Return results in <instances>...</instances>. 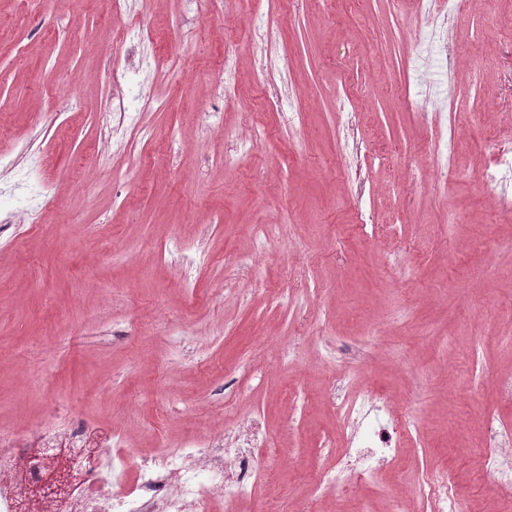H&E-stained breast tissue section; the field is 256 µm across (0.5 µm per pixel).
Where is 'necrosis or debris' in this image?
<instances>
[{
  "label": "necrosis or debris",
  "mask_w": 512,
  "mask_h": 512,
  "mask_svg": "<svg viewBox=\"0 0 512 512\" xmlns=\"http://www.w3.org/2000/svg\"><path fill=\"white\" fill-rule=\"evenodd\" d=\"M332 403L344 423L363 433L350 437L322 486L341 494L369 485L386 495L381 472L393 467L415 422L376 390L351 397L340 386ZM483 424L493 455L486 480L510 496L512 427L491 412ZM110 440L104 426L82 418L63 425L45 420L21 434L0 427V512H214L219 504L224 512H242L265 484L255 460L267 434L255 419L142 455L133 467L109 450Z\"/></svg>",
  "instance_id": "1"
}]
</instances>
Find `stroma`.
<instances>
[{
	"instance_id": "obj_1",
	"label": "stroma",
	"mask_w": 512,
	"mask_h": 512,
	"mask_svg": "<svg viewBox=\"0 0 512 512\" xmlns=\"http://www.w3.org/2000/svg\"><path fill=\"white\" fill-rule=\"evenodd\" d=\"M127 12L157 37L124 84L167 110L113 111L108 0H0V426L92 418L132 464L155 436L259 413L285 451L260 467L300 502L345 441L342 371L416 416L403 487L445 466L500 512L478 420L512 424V170L482 171L512 150V0H467L449 61L417 58L406 0Z\"/></svg>"
}]
</instances>
